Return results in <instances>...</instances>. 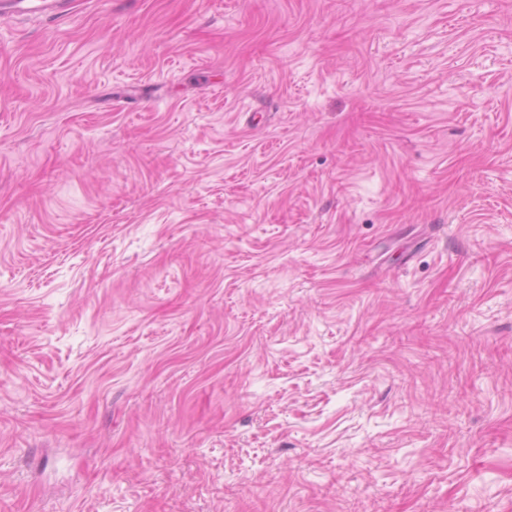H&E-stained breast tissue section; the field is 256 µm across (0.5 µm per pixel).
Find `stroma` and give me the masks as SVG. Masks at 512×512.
Instances as JSON below:
<instances>
[{
    "instance_id": "35a3bbf8",
    "label": "stroma",
    "mask_w": 512,
    "mask_h": 512,
    "mask_svg": "<svg viewBox=\"0 0 512 512\" xmlns=\"http://www.w3.org/2000/svg\"><path fill=\"white\" fill-rule=\"evenodd\" d=\"M0 512H512V0L0 15Z\"/></svg>"
}]
</instances>
